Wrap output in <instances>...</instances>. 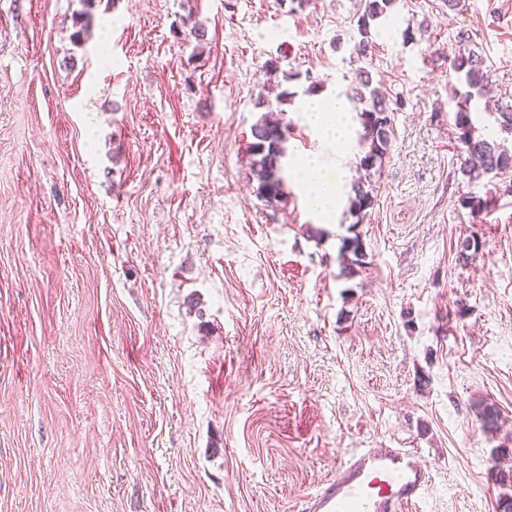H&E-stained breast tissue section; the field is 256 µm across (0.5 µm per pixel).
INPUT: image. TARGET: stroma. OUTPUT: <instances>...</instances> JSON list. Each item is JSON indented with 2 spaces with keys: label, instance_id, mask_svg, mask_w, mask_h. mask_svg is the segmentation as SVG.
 Segmentation results:
<instances>
[{
  "label": "stroma",
  "instance_id": "obj_1",
  "mask_svg": "<svg viewBox=\"0 0 512 512\" xmlns=\"http://www.w3.org/2000/svg\"><path fill=\"white\" fill-rule=\"evenodd\" d=\"M359 3L95 0L76 44L81 0H0V512H298L363 448L420 452L418 512H503L512 180L459 173L448 58L468 34L512 94V0H398L362 59ZM361 68L403 102L373 209L265 206L259 100L287 166L331 161L301 104ZM366 248L359 232L354 236L343 238L340 247V277L348 280L354 278L365 266Z\"/></svg>",
  "mask_w": 512,
  "mask_h": 512
}]
</instances>
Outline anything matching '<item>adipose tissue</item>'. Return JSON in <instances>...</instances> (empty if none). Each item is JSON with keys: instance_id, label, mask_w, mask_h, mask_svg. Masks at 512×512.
I'll return each mask as SVG.
<instances>
[{"instance_id": "obj_1", "label": "adipose tissue", "mask_w": 512, "mask_h": 512, "mask_svg": "<svg viewBox=\"0 0 512 512\" xmlns=\"http://www.w3.org/2000/svg\"><path fill=\"white\" fill-rule=\"evenodd\" d=\"M304 114L307 123L335 147L336 166L328 168L324 161L315 157L293 168L291 174L303 190L308 210L329 221L342 207L348 190V146L355 137L356 125L349 101L339 95L308 98Z\"/></svg>"}]
</instances>
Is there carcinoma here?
<instances>
[{"instance_id":"1","label":"carcinoma","mask_w":512,"mask_h":512,"mask_svg":"<svg viewBox=\"0 0 512 512\" xmlns=\"http://www.w3.org/2000/svg\"><path fill=\"white\" fill-rule=\"evenodd\" d=\"M397 0H361L362 12L358 16V32L361 39L354 43L353 52L361 57L372 53L373 43L369 41L371 23L387 15ZM458 79L467 87L459 93L456 102L455 128L461 144L459 171L468 183L482 178L493 179L512 173V149L491 136L475 133L471 103L494 94L491 70L484 59L473 50L460 52L450 62ZM366 94L359 98L362 104L360 119L362 132L360 145L363 156L360 166L366 171L364 180L353 187L354 196L349 201V211L360 215L373 208L376 196L372 184V171H378L388 154L393 136L394 109L391 101L377 87L373 86L370 71L363 68L356 74ZM500 132L512 135V103H500L492 113ZM288 128L279 121H271L263 115L251 127V141L247 147L250 153V175L256 181V195L266 206L277 207L284 201L285 143ZM492 198L481 197L472 192L460 199L461 206L480 214L490 207ZM366 248L360 233L343 238L340 247L339 276L348 280L354 278L365 266ZM482 426L487 431L498 429L500 413L496 406L487 405L480 412Z\"/></svg>"}]
</instances>
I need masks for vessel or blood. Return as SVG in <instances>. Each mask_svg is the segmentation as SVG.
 <instances>
[{
    "label": "vessel or blood",
    "instance_id": "b4317fda",
    "mask_svg": "<svg viewBox=\"0 0 512 512\" xmlns=\"http://www.w3.org/2000/svg\"><path fill=\"white\" fill-rule=\"evenodd\" d=\"M430 482V469L412 450L361 449L306 496L301 512H413Z\"/></svg>",
    "mask_w": 512,
    "mask_h": 512
}]
</instances>
